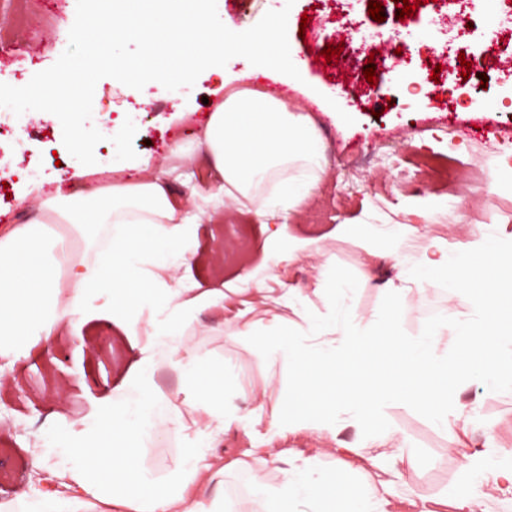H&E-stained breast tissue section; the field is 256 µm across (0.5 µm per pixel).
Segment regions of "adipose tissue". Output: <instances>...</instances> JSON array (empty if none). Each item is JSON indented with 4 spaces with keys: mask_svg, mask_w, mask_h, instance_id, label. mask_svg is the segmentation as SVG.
Returning <instances> with one entry per match:
<instances>
[{
    "mask_svg": "<svg viewBox=\"0 0 512 512\" xmlns=\"http://www.w3.org/2000/svg\"><path fill=\"white\" fill-rule=\"evenodd\" d=\"M198 140L213 173L211 200L227 208L256 201V222L272 228L261 247L260 268L296 262L309 242L283 237L278 226L322 180L324 144L310 117L264 91L232 88ZM293 167L303 168L304 176H289ZM177 185L142 171L109 187L59 192L39 200L32 219L0 234V380L56 337L83 343L91 325L126 337L138 352L120 384L137 390L141 403L117 406L105 383L66 431L45 435V447L61 459L60 488L36 502L33 512H76L78 503L91 499L124 512H223L222 501L200 491L209 460L224 433L253 435L263 410L243 414L225 406L224 392L235 375L205 363L186 334L204 313L222 316L235 334H249L258 306L271 298L293 317L272 315L264 347L288 371L287 385L278 390L286 408L274 414L264 435L253 436L245 452L280 473L277 482H254L263 512H389L382 493L352 500L339 465L356 446L340 433L352 427L380 440L383 450L368 458V466L401 476L415 455L386 425L385 409L398 401L429 413L452 444L464 447L475 411L461 404V392L475 380L495 394L512 384V319L501 312L502 298L512 294V226L473 224L467 233L429 239L411 253L406 244L417 234L412 225L383 224L371 235L361 225H337L334 236L356 240L365 256L364 281H373L376 260L388 261L394 271L382 285L385 304L364 316L352 303L349 278L337 272L330 255L322 256L310 289L276 291L246 278L222 289L183 286L174 273L189 264L197 228L213 215ZM105 224L112 235L101 245L97 239ZM447 281L466 296L468 313L430 326L420 350L406 351L396 373L366 361V354L405 343L400 321L410 293ZM449 333L459 351L455 357L448 354ZM163 365L179 377L182 405L171 404L156 382ZM153 406L164 407L178 430H186L184 411L197 415L177 466L161 480L138 462L145 413ZM287 433L315 435L327 446L323 454L287 461L271 448ZM326 456L335 468L324 466ZM487 476L512 489V465L467 456L457 489L461 512L476 505L472 488Z\"/></svg>",
    "mask_w": 512,
    "mask_h": 512,
    "instance_id": "ef3b65f1",
    "label": "adipose tissue"
}]
</instances>
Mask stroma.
<instances>
[{"instance_id":"stroma-1","label":"stroma","mask_w":512,"mask_h":512,"mask_svg":"<svg viewBox=\"0 0 512 512\" xmlns=\"http://www.w3.org/2000/svg\"><path fill=\"white\" fill-rule=\"evenodd\" d=\"M368 2L342 0L338 11L319 0H295L288 39L305 62L306 92L263 76L245 82L246 87L262 89L309 112L326 144L325 172L317 195L291 214L283 227L287 234L310 239V255L294 265L273 268V275L307 288L317 275L320 254L334 255L337 267L354 284V304L363 315L376 311L386 298L379 288L363 283V255L353 242L333 237L336 225L412 224L428 237L447 236L458 224L512 225V71L491 73L484 82L473 76L458 82L452 97L466 100L463 108L455 107L452 97H402L404 80L394 77L391 60H371L364 52L362 35L380 40L392 34L391 21L371 18ZM75 11L76 0H0V69L29 78L52 66L68 45ZM49 29L55 36L47 42L43 34ZM335 44L342 51L331 64L323 51ZM351 61L363 69L375 66L376 71L373 81H361L348 92L342 70ZM220 82L219 74H200L191 89L174 98L157 86L121 89L104 78L95 88L97 119L111 123L119 113L130 111L128 97L141 98L144 105L138 123L122 140L124 152L130 161L147 159L159 169L167 166L172 143L191 141L199 133L208 113L223 98ZM325 89L336 91V98L317 103ZM466 126L476 128V135H463ZM21 127L27 130L29 142L23 152L15 151L12 135L0 137V228L4 230L23 219L14 167L36 169L47 194L59 186L75 191L80 185L69 152L59 147L53 122L29 112ZM424 157L455 166L460 172L456 187L424 179L418 171ZM425 208L433 211L427 222L419 215ZM265 237L263 225L255 223L251 212L227 209L217 221L199 226L197 255L190 269H179L178 274L205 288L220 286L253 270ZM448 307L460 315L467 311L468 302L461 295L447 297L440 288L414 293L402 313L401 327L410 338H418L427 325L428 310ZM264 316V311L256 312L252 335L231 336L225 326L205 314L188 337L211 359L235 368L243 388L227 392L225 403L245 412L255 407L264 388H278L288 377L281 365L270 363L262 354ZM73 365L71 342L58 340L40 358L21 364L16 384L0 392V447H23L31 458L23 473L22 493L0 485V501H14L19 512H27L42 493L57 486L54 473L59 459L43 450L42 437L55 425L50 413L56 406H65L72 419L86 406L73 378L66 374ZM461 399L478 401L486 421L495 425L498 444L512 447V403L502 402L478 382L469 385ZM386 417L389 426L413 445L417 462L399 478L360 469L364 458L379 452L376 443H368L345 459L352 495L359 497L370 487L385 484L391 490V512H402L404 499L414 492L430 497L432 512H459L456 488L463 449L452 448L447 434L424 412L394 404L387 408ZM157 425L162 435L146 439L141 461L163 478L178 463L183 433L164 417ZM250 445L243 432L227 433L212 460L213 467H225L226 472L208 483L205 491L223 494L228 512H255L257 507L252 471L234 466Z\"/></svg>"}]
</instances>
